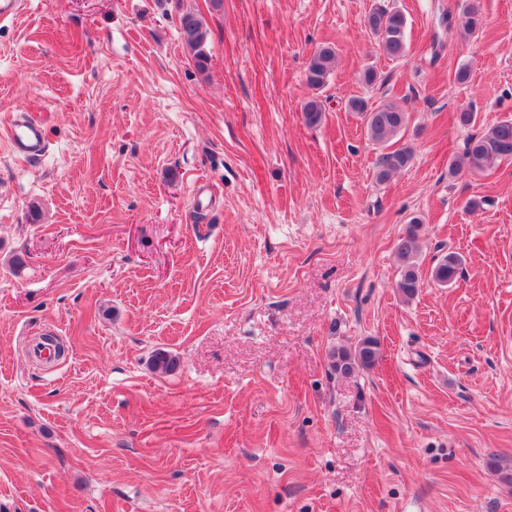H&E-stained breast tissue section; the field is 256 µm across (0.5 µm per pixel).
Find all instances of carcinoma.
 I'll return each mask as SVG.
<instances>
[{"label":"carcinoma","instance_id":"1","mask_svg":"<svg viewBox=\"0 0 512 512\" xmlns=\"http://www.w3.org/2000/svg\"><path fill=\"white\" fill-rule=\"evenodd\" d=\"M364 27L376 38L388 58L399 60L407 56V21L400 11L375 7L365 15ZM179 31L196 67L205 69L208 62L205 46L209 30L203 17L193 10L182 12L179 15ZM335 59L336 51L331 46H324L313 53L306 69V81L312 88L320 89L326 84ZM346 108L359 115L364 121L368 138L381 147L375 164L377 182L384 183L393 174L409 166L413 158L410 149L395 148L391 144V140L401 132L406 123L407 115L400 105L381 102L370 107L365 100L353 98L348 101ZM302 112L308 125H317L323 117L322 102L311 98L303 105ZM504 158L512 159V119L502 120L472 138L462 155L451 161L448 173L456 175L462 171H483ZM415 224L417 221H412V227L398 239L396 245L401 261L396 288L406 300L414 298L423 285L417 262L419 244ZM460 268L461 258L450 253L433 268L432 278L437 284L446 286L456 280ZM378 355L377 343L366 338L353 348L334 349L330 355V367L336 375L348 377L362 369L373 367Z\"/></svg>","mask_w":512,"mask_h":512}]
</instances>
